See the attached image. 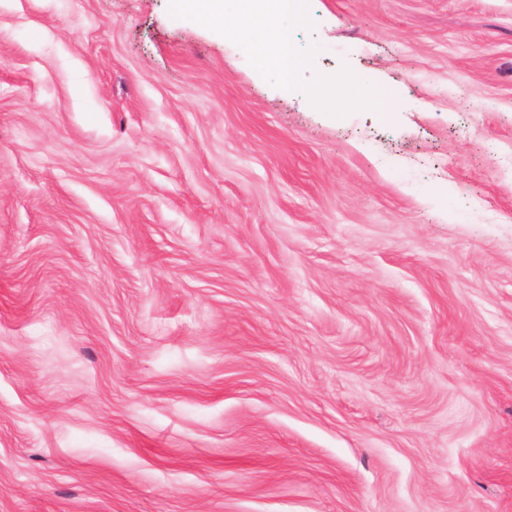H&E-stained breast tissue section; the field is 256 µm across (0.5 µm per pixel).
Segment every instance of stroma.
<instances>
[{"label": "stroma", "instance_id": "1", "mask_svg": "<svg viewBox=\"0 0 512 512\" xmlns=\"http://www.w3.org/2000/svg\"><path fill=\"white\" fill-rule=\"evenodd\" d=\"M304 4L0 0V512H512V0ZM176 0L175 7L181 11H193L224 27V14H236L241 11L235 0ZM296 2L297 0H272L271 10L265 13L271 14L262 21L264 34L276 49L273 56L275 73L283 83H287L289 76L305 66L304 61L293 57L288 51V22L302 20ZM345 85L348 88L347 97L350 103L358 106H368L374 103V93L368 79L361 75H351Z\"/></svg>", "mask_w": 512, "mask_h": 512}]
</instances>
